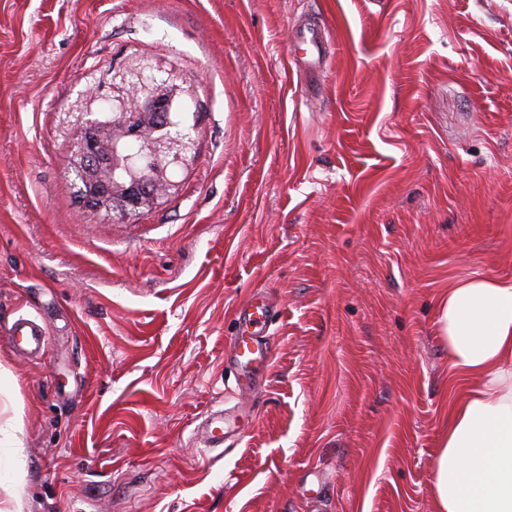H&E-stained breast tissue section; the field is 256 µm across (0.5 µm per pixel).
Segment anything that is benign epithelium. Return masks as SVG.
<instances>
[{
	"label": "benign epithelium",
	"mask_w": 512,
	"mask_h": 512,
	"mask_svg": "<svg viewBox=\"0 0 512 512\" xmlns=\"http://www.w3.org/2000/svg\"><path fill=\"white\" fill-rule=\"evenodd\" d=\"M176 95V86L140 77L126 89L121 111L103 118L83 113L80 138L64 166L83 184L88 205L136 210L151 206L165 190L167 165L183 146L171 132Z\"/></svg>",
	"instance_id": "1"
}]
</instances>
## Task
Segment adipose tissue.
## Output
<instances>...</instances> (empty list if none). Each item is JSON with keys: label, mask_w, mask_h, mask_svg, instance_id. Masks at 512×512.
I'll return each mask as SVG.
<instances>
[{"label": "adipose tissue", "mask_w": 512, "mask_h": 512, "mask_svg": "<svg viewBox=\"0 0 512 512\" xmlns=\"http://www.w3.org/2000/svg\"><path fill=\"white\" fill-rule=\"evenodd\" d=\"M452 394L435 512H512V280L467 276L439 300Z\"/></svg>", "instance_id": "ef3b65f1"}]
</instances>
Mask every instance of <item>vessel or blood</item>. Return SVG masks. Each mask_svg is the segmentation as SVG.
Masks as SVG:
<instances>
[{
  "mask_svg": "<svg viewBox=\"0 0 512 512\" xmlns=\"http://www.w3.org/2000/svg\"><path fill=\"white\" fill-rule=\"evenodd\" d=\"M273 316L270 305L259 299L249 300L236 311L237 332L232 338L233 361L243 377H251L255 366L266 361L271 354L274 339L269 327ZM46 336V327L42 322L21 316L12 323L7 340L18 353L36 357L44 350ZM194 434L204 448L223 447L227 435L223 411H211Z\"/></svg>",
  "mask_w": 512,
  "mask_h": 512,
  "instance_id": "obj_1",
  "label": "vessel or blood"
}]
</instances>
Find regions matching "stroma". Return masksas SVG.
<instances>
[{
  "instance_id": "35a3bbf8",
  "label": "stroma",
  "mask_w": 512,
  "mask_h": 512,
  "mask_svg": "<svg viewBox=\"0 0 512 512\" xmlns=\"http://www.w3.org/2000/svg\"><path fill=\"white\" fill-rule=\"evenodd\" d=\"M138 72L185 155L153 205L88 208L65 154ZM473 274L512 279V0H0V332L49 330L0 340V512H434L437 299ZM274 312L264 300L251 299L236 311V335L232 337L233 361L241 376L252 384V371L266 361L274 345L269 333ZM46 336V327L42 322L29 316H20L9 328L7 340L18 353L37 357L44 351ZM194 434L203 444V447L223 448L227 431L224 428V411L214 410L209 413L206 419L194 430Z\"/></svg>"
}]
</instances>
